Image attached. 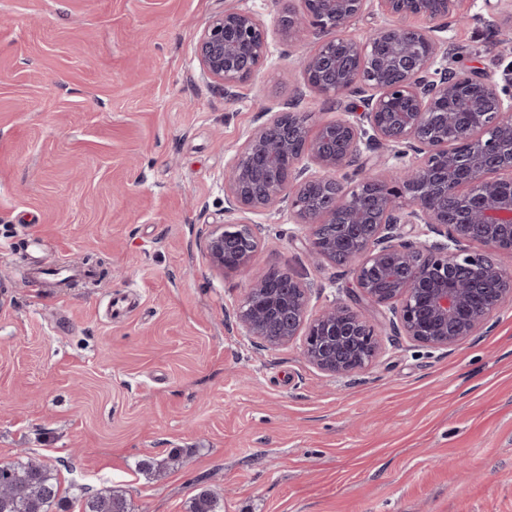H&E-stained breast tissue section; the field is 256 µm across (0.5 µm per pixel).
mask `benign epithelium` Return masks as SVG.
<instances>
[{
    "instance_id": "benign-epithelium-1",
    "label": "benign epithelium",
    "mask_w": 512,
    "mask_h": 512,
    "mask_svg": "<svg viewBox=\"0 0 512 512\" xmlns=\"http://www.w3.org/2000/svg\"><path fill=\"white\" fill-rule=\"evenodd\" d=\"M299 2L278 12L276 32L291 47L316 31L298 66L340 115L314 125L295 101L248 135L224 177L230 221L210 231L205 252L220 273L246 269L260 240L237 216L284 203L306 229L311 263L352 275L355 304L312 316L314 284L265 269L249 282L236 323L259 347L302 339L306 361L334 377L376 357L371 307L389 310L396 336L455 347L512 304V274L497 260L512 252V65L499 79L456 67L438 33L448 18L463 19L460 0H379L383 22L362 38L350 29L372 0ZM483 2L512 24V0ZM268 50L266 25L241 6L209 20L194 54L202 75L228 93L257 74ZM391 158L408 162L377 174Z\"/></svg>"
}]
</instances>
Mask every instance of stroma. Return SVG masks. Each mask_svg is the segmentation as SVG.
<instances>
[{"label": "stroma", "instance_id": "obj_1", "mask_svg": "<svg viewBox=\"0 0 512 512\" xmlns=\"http://www.w3.org/2000/svg\"><path fill=\"white\" fill-rule=\"evenodd\" d=\"M241 1L269 54L227 94L194 50ZM460 8L463 67L500 73L512 26L486 28L483 0ZM279 9L0 0V464L122 490L130 512H188L203 487L224 512H512V305L445 351L382 333L372 366L342 377L229 322L253 271L307 275L315 312L353 286L309 265L284 208L245 215L251 271L219 274L203 248L266 110L298 96L334 117L274 34Z\"/></svg>", "mask_w": 512, "mask_h": 512}]
</instances>
